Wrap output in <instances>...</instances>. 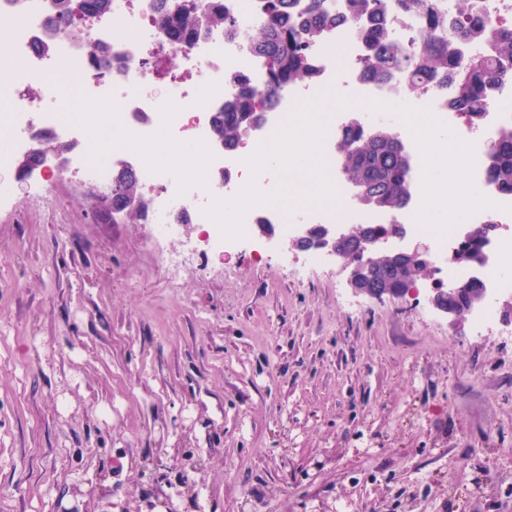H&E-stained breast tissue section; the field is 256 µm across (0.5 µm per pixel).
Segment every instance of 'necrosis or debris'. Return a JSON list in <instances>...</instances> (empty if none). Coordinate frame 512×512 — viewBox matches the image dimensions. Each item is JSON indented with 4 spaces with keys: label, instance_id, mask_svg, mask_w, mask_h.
Here are the masks:
<instances>
[{
    "label": "necrosis or debris",
    "instance_id": "obj_1",
    "mask_svg": "<svg viewBox=\"0 0 512 512\" xmlns=\"http://www.w3.org/2000/svg\"><path fill=\"white\" fill-rule=\"evenodd\" d=\"M51 10V0H0V16L13 20L8 38L14 105L7 115V159L36 147L38 134H79V127L62 122L47 108L55 89L46 76L63 68L73 75L83 98L111 107L113 126L136 132L143 140L160 130L176 145L189 129L196 141L205 143L201 157L204 177L200 180L186 175L181 163L147 165L141 154L117 144L112 147L111 160L78 161L83 179L102 187L111 185L118 167L128 164L136 169L146 199L143 219L153 225L157 241L181 237L183 225L201 224L207 247L220 254L256 224L278 225L284 238L292 233L293 222L279 208H256L242 198L246 192L259 197L270 191L267 167L257 165L250 174H243L235 152L210 145L212 117L237 97L239 75L247 74L259 90L266 83L263 60L249 54L241 39L214 28L189 46L177 48L161 33L155 0H112L108 14L61 28L52 52L42 55L36 44L44 37V23ZM81 39L110 47L113 57L123 60V68L113 71L111 77L102 76L78 54L75 44ZM309 54L317 68L316 77L279 93L275 107L265 109L262 134L252 138L251 147L283 132L292 108L305 98L322 95L325 87L335 82L346 83L360 100L380 106L393 105L404 97L400 80L377 83L360 78L363 50L348 27L332 29L325 41L310 47ZM419 101L437 121L453 129L466 184L488 202L487 207L472 212V222L512 225V196L501 195L487 177L488 152L500 130L512 127V99L504 93L496 96L477 128L459 124L457 113L448 110L439 93L421 95ZM228 201L236 204L232 223H213L214 214Z\"/></svg>",
    "mask_w": 512,
    "mask_h": 512
}]
</instances>
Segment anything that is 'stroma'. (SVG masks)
Instances as JSON below:
<instances>
[{"label": "stroma", "instance_id": "stroma-1", "mask_svg": "<svg viewBox=\"0 0 512 512\" xmlns=\"http://www.w3.org/2000/svg\"><path fill=\"white\" fill-rule=\"evenodd\" d=\"M0 205V512H512V335L192 249L54 173ZM197 458L182 468L179 450Z\"/></svg>", "mask_w": 512, "mask_h": 512}]
</instances>
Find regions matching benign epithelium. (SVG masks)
<instances>
[{"label": "benign epithelium", "instance_id": "benign-epithelium-1", "mask_svg": "<svg viewBox=\"0 0 512 512\" xmlns=\"http://www.w3.org/2000/svg\"><path fill=\"white\" fill-rule=\"evenodd\" d=\"M74 148L72 141L45 136L38 138L33 154L39 157L42 164L53 159L58 162V166L64 167L67 155ZM474 228L473 224L459 225L455 243L448 246V264L461 265L478 272L488 263L490 247L500 237L512 234L511 225L487 224L481 249L472 253L464 248V243L473 237ZM364 232L363 224H299L294 234L281 241L280 245L287 251H316L322 254L347 272V283L354 294L379 302L397 299L399 295L388 288H368L366 282L373 270L390 259L400 257L405 262V276H412L416 269L422 270V274L411 282L406 294L423 295L429 307L449 326H455L464 314H473L492 301L499 310L500 324L512 333V294L506 298L502 294L493 293L490 288H484L462 309L454 304V300L466 296L468 289L461 283L443 286L440 279L436 278L438 268L429 246L412 242V234L407 225L389 224L382 234L374 238L364 237ZM420 281L430 282L431 287L423 290L417 288Z\"/></svg>", "mask_w": 512, "mask_h": 512}]
</instances>
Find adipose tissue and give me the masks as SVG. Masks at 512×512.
<instances>
[{"mask_svg": "<svg viewBox=\"0 0 512 512\" xmlns=\"http://www.w3.org/2000/svg\"><path fill=\"white\" fill-rule=\"evenodd\" d=\"M332 105L333 101L329 98L302 104L287 135L245 152L242 156L243 168L267 165L276 168L285 178L302 170H321L324 163L319 150L320 134L324 115ZM414 132L431 157L426 189L434 199L436 213L424 216V223H434L438 218L448 219L452 224L463 223L472 209L484 206V199L476 190L465 189L462 168L450 140L433 135L423 125L415 126ZM125 143L143 154L148 163L160 164L177 157L187 175L193 177L199 171V155L184 152L182 147L165 139L159 138L146 144L130 134Z\"/></svg>", "mask_w": 512, "mask_h": 512, "instance_id": "obj_1", "label": "adipose tissue"}]
</instances>
